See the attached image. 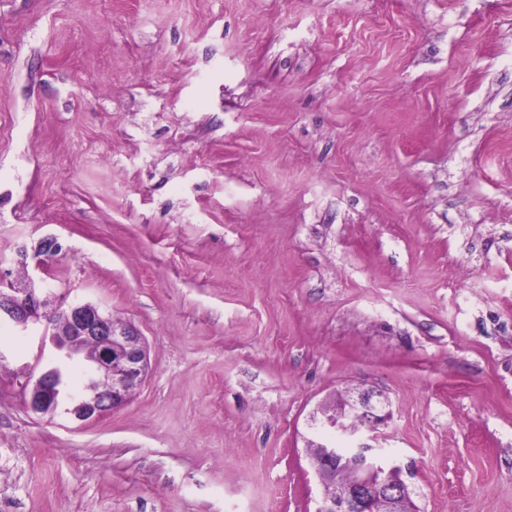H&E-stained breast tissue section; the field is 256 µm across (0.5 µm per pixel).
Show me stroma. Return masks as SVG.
Listing matches in <instances>:
<instances>
[{
	"label": "stroma",
	"instance_id": "obj_1",
	"mask_svg": "<svg viewBox=\"0 0 512 512\" xmlns=\"http://www.w3.org/2000/svg\"><path fill=\"white\" fill-rule=\"evenodd\" d=\"M0 276L149 364L50 422L1 322L0 512H316L357 390L419 512H512V0H0ZM68 331L61 323L58 329L74 343L80 336L96 343L94 352L87 356L89 370L94 376H103L110 382L100 386L95 382L96 392L105 395H83L71 402L62 398L63 384L49 367L32 384L27 400L28 409L36 414L53 417L62 409L67 419L79 425L99 419L123 406L146 378V350L143 337L130 325H118L112 316L104 313L91 302H74L64 310Z\"/></svg>",
	"mask_w": 512,
	"mask_h": 512
}]
</instances>
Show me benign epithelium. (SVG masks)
<instances>
[{"instance_id":"obj_1","label":"benign epithelium","mask_w":512,"mask_h":512,"mask_svg":"<svg viewBox=\"0 0 512 512\" xmlns=\"http://www.w3.org/2000/svg\"><path fill=\"white\" fill-rule=\"evenodd\" d=\"M48 298L36 294L34 281L24 288L9 286L0 290V321H8L22 332L48 316ZM68 335L80 336L96 343L87 356L89 370L110 382L104 395H83L71 402L62 398L63 384L51 371L40 374L32 384L27 400L28 409L36 414L54 416L58 411L67 419L83 425L123 406L146 378V350L143 337L130 325H118L112 316L90 302H74L64 309ZM42 345H50L58 355L72 356L73 351L58 343V333L44 329ZM386 397L375 392H363L346 402V408L320 421L323 432L347 437L357 451L352 460L342 457L336 439L324 437L319 445L316 475L325 487L336 479L343 465L356 469V479L336 487L333 494L324 493L317 512H375L382 501L387 512H415L408 485L399 467L390 464L379 448V427L385 425L390 413L385 411Z\"/></svg>"}]
</instances>
